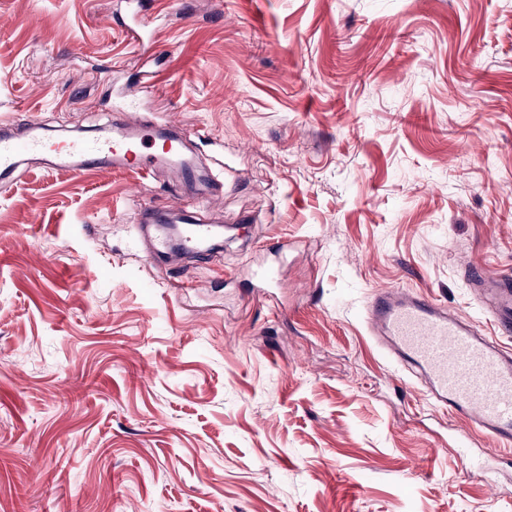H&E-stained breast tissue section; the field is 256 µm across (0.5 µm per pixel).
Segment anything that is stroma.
<instances>
[{
    "label": "stroma",
    "mask_w": 512,
    "mask_h": 512,
    "mask_svg": "<svg viewBox=\"0 0 512 512\" xmlns=\"http://www.w3.org/2000/svg\"><path fill=\"white\" fill-rule=\"evenodd\" d=\"M0 0V122L105 125L116 93L232 181L206 259L144 265L162 171L0 181V512H512L362 313L401 286L485 335L512 274V0ZM282 285L256 276L281 242ZM469 277L480 304L495 321L499 334L512 337V277H487L477 268L471 269Z\"/></svg>",
    "instance_id": "stroma-1"
}]
</instances>
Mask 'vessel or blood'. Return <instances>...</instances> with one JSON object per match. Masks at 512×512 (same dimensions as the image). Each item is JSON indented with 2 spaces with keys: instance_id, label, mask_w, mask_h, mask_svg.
Wrapping results in <instances>:
<instances>
[{
  "instance_id": "b4317fda",
  "label": "vessel or blood",
  "mask_w": 512,
  "mask_h": 512,
  "mask_svg": "<svg viewBox=\"0 0 512 512\" xmlns=\"http://www.w3.org/2000/svg\"><path fill=\"white\" fill-rule=\"evenodd\" d=\"M44 155L49 169L80 176L97 168L132 170L152 177L160 170L173 175L179 198L177 229L158 226L149 254L166 250L170 238L205 258L221 226L194 215L215 185L213 173L203 172L177 134L150 127L133 115L107 126L94 138L58 139L31 120L26 138L0 135V177H12L22 156ZM470 281L499 336L490 338L459 317L446 304L396 286L374 289L363 320L390 364L408 371L424 398L444 409L464 438L484 441L486 457L512 452V277H487L472 269Z\"/></svg>"
}]
</instances>
